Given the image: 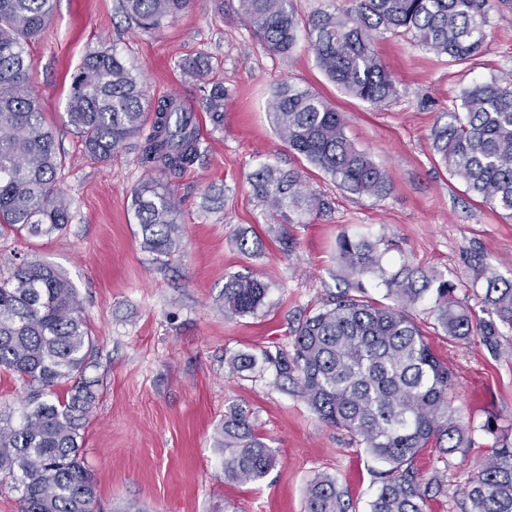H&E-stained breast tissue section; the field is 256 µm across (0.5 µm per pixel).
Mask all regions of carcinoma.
<instances>
[{
    "label": "carcinoma",
    "instance_id": "obj_1",
    "mask_svg": "<svg viewBox=\"0 0 512 512\" xmlns=\"http://www.w3.org/2000/svg\"><path fill=\"white\" fill-rule=\"evenodd\" d=\"M256 36L286 57L304 35L319 68L352 96L380 105L398 95L379 58L372 32L411 36L454 63L478 58L486 46L493 0H353L339 14L304 20L292 0H238ZM192 0H118L124 17L156 32L190 8ZM54 0H0V235L38 237L61 231L69 203L56 187L62 157L31 89L29 44L51 21ZM204 103L216 127L224 123V85L210 83ZM274 128L288 147L350 193L377 198L389 191L387 173L357 149L343 116L318 93L289 82L267 102ZM67 123L90 159L105 162L138 139L140 160L160 172L132 192L141 244L172 257L183 228L172 189L201 154L196 117L176 98H148L141 75L115 48L89 51L74 76ZM434 143L448 170L491 207L512 218V89L495 80L465 88L460 104ZM253 195L269 212L299 217L325 208L298 171L263 166L249 177ZM338 261L356 276L382 272L376 245L342 235ZM394 303L344 292L295 329V354L264 352L278 377L292 383L322 421L361 439L386 465L370 512H425L428 487L414 461L427 447L446 454L468 447L451 407V373L432 351L409 307L432 291L436 319L449 338L476 340L497 355L502 329L512 330V281L487 280L486 318L458 305L448 282L417 284L414 273L386 280ZM267 286L254 276L224 281V314H254ZM94 342L75 288L40 261H22L0 281V370L33 388L18 420L0 415V478L21 491V512H94L96 482L81 454L82 431L99 380L85 377ZM256 365L239 353L227 361L234 375ZM224 475L240 484L263 480L274 451L247 414L233 406L216 429ZM470 512H512V447L497 444L476 466L468 486ZM303 512H351L336 478L323 474L307 486Z\"/></svg>",
    "mask_w": 512,
    "mask_h": 512
}]
</instances>
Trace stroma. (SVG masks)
<instances>
[{"label": "stroma", "instance_id": "1", "mask_svg": "<svg viewBox=\"0 0 512 512\" xmlns=\"http://www.w3.org/2000/svg\"><path fill=\"white\" fill-rule=\"evenodd\" d=\"M117 0H54L51 23L30 45L32 89L55 136L64 165L57 185L70 204L61 232L0 236V279L22 260L64 273L78 292L94 340L89 377L100 379L82 432V457L97 481L95 512H303L305 492L319 474L336 477L353 512H370L384 463L343 429L320 421L292 385L277 382L264 352L293 356L299 318L362 281L366 297L386 301L384 275L411 268L438 275L463 305L481 309L486 279L512 281V220L467 192L435 149L462 90L473 83H512V0L490 14L488 45L476 60L448 61L409 37L380 33L376 50L399 95L372 105L331 83L306 40L289 57L255 36L238 0H194L162 31L129 26ZM115 47L141 73L150 99L180 98L205 135L202 155L177 181L184 248L165 258L138 236L132 192L151 176L134 145L94 162L66 126V103L85 53ZM208 62L206 79L179 67ZM224 85V124L202 108L205 81ZM325 97L346 119L355 146L386 170L385 197L336 187L277 136L266 111L280 81ZM272 165L300 171L326 203L303 223L282 226L253 198L248 176ZM293 247L284 251L279 238ZM378 246L384 275L355 278L336 262L341 235ZM258 240L242 252L241 238ZM252 274L268 286L256 314H224V279ZM434 295L410 308L436 355L453 373V407L471 445L416 460L423 481H438L426 512H466L467 489L481 458L498 438H512V331L492 356L475 341L448 339L438 326ZM236 353L258 359L229 375ZM245 408L277 462L258 483L224 476L215 431L229 405Z\"/></svg>", "mask_w": 512, "mask_h": 512}]
</instances>
